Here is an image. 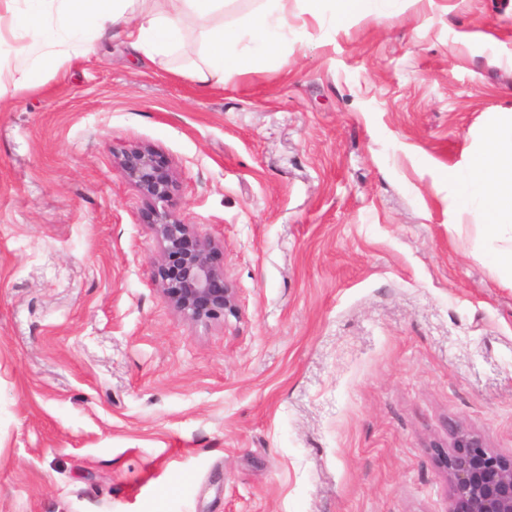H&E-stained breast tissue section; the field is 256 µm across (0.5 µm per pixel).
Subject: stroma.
Here are the masks:
<instances>
[{"label": "stroma", "instance_id": "stroma-1", "mask_svg": "<svg viewBox=\"0 0 512 512\" xmlns=\"http://www.w3.org/2000/svg\"><path fill=\"white\" fill-rule=\"evenodd\" d=\"M288 23L208 93L119 38L14 90L0 42V512H448L433 443L512 457V276L452 181L512 113V0ZM136 144L235 313L161 292Z\"/></svg>", "mask_w": 512, "mask_h": 512}]
</instances>
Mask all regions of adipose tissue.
Segmentation results:
<instances>
[{"mask_svg":"<svg viewBox=\"0 0 512 512\" xmlns=\"http://www.w3.org/2000/svg\"><path fill=\"white\" fill-rule=\"evenodd\" d=\"M0 0L12 14L11 34L22 39L18 87L39 85L42 73L93 50L106 33L124 36L151 61L179 56L203 90L223 86L227 73L260 71L281 47L287 0H258L244 26L227 24L237 0ZM249 39L248 50L238 47ZM460 211L477 210L495 264L512 275V113L492 115L473 160L455 175Z\"/></svg>","mask_w":512,"mask_h":512,"instance_id":"1","label":"adipose tissue"}]
</instances>
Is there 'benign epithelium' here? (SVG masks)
Wrapping results in <instances>:
<instances>
[{"label":"benign epithelium","mask_w":512,"mask_h":512,"mask_svg":"<svg viewBox=\"0 0 512 512\" xmlns=\"http://www.w3.org/2000/svg\"><path fill=\"white\" fill-rule=\"evenodd\" d=\"M117 167L147 205V223L160 245L158 283L189 320H219L236 310V295L217 263L216 243L198 235L174 208L177 180L168 158L147 145L116 156ZM448 476V512H512V458L486 447L475 433L456 429L448 446L432 445Z\"/></svg>","instance_id":"obj_1"}]
</instances>
